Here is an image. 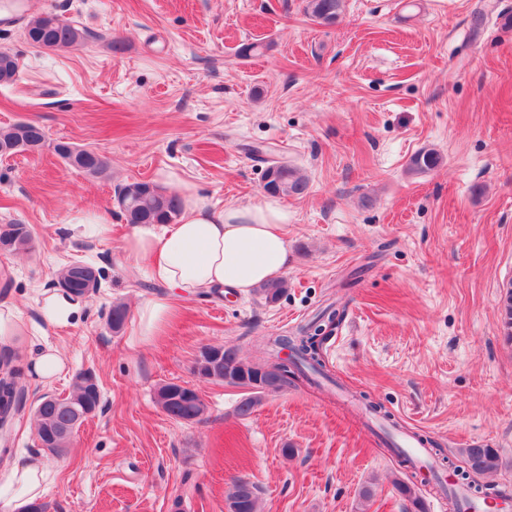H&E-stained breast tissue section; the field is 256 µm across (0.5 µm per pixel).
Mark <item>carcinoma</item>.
<instances>
[{"label":"carcinoma","instance_id":"carcinoma-1","mask_svg":"<svg viewBox=\"0 0 512 512\" xmlns=\"http://www.w3.org/2000/svg\"><path fill=\"white\" fill-rule=\"evenodd\" d=\"M304 14L319 25H332L341 15L343 0H302ZM25 40L38 48L51 51L67 52L80 46L86 38V31L79 28L75 21L55 14H47L30 19L23 28ZM19 75L18 58L7 50L0 51V84L9 85ZM46 138L45 130L37 123L19 122L7 128H0V145L9 144L24 149L37 144ZM76 155H85L91 160V166L78 167V170L90 176H100L106 168L102 156L87 149H74ZM441 162L440 156L431 150H421L411 156L408 170L413 174L424 173L436 168ZM269 178L266 183L267 192L275 195H301L308 187L307 178L296 167L288 164L274 173H265ZM115 200L124 220L128 224H171L180 216L182 199L175 192L160 190L151 182H128L117 187ZM7 236H16L21 242L19 246L9 248L11 252L26 251L30 247L31 235L26 225L0 224V240ZM288 282L276 280L263 284L258 294L267 303L279 300ZM501 318L505 339L512 342V282L500 298ZM340 315L332 310L321 317L318 325L299 328L291 335L276 336L265 343L266 354L271 356L277 350L287 348L293 352L294 369H283L273 376L261 374L268 360L258 358L255 362H246L239 355L235 345L217 346L216 357L211 360V367L205 369L202 378L219 380L230 385L251 387L263 393L276 392L284 389L293 381L304 378L312 381L314 376L327 377L320 356V334L329 326H337ZM0 391L8 396L16 393L17 407L15 415H21L26 401V384L19 378L11 358L3 357V369L0 370ZM66 400L74 405L86 406L90 410L99 408L101 403L100 388L87 386L81 379H76L74 388ZM158 406L171 418L192 422L197 420L206 410L203 401L186 400L170 392V385L161 386L156 394ZM67 409L65 404L57 401L40 402L36 406L35 422L36 437L47 431H55L65 420ZM461 454L465 467L459 471L461 479L474 493L482 490L471 480V475H486L498 469L499 454L494 448H463ZM394 488L410 503L412 512H424V505L416 491L409 484L397 479ZM229 512H258L257 487L248 480L238 479L229 487L226 495Z\"/></svg>","mask_w":512,"mask_h":512}]
</instances>
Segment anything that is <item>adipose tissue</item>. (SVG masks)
<instances>
[{
  "instance_id": "adipose-tissue-1",
  "label": "adipose tissue",
  "mask_w": 512,
  "mask_h": 512,
  "mask_svg": "<svg viewBox=\"0 0 512 512\" xmlns=\"http://www.w3.org/2000/svg\"><path fill=\"white\" fill-rule=\"evenodd\" d=\"M177 222L149 224L125 238L127 261L167 288L187 295L226 289L245 295L287 269L288 209L278 198L214 211L191 185L180 187ZM45 467L35 459L0 474V501L13 512L40 499Z\"/></svg>"
}]
</instances>
